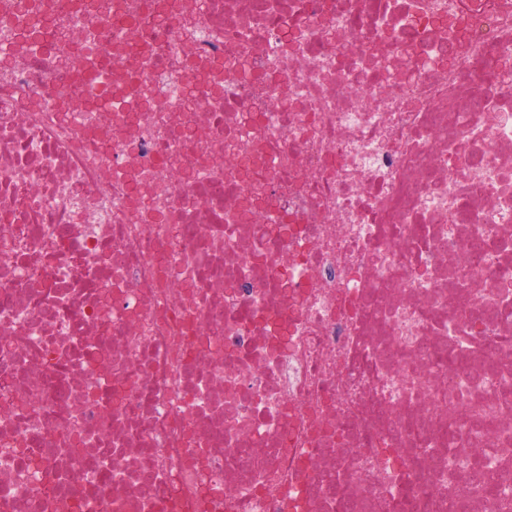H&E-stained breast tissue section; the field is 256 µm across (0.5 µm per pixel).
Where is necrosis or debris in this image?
I'll return each mask as SVG.
<instances>
[{
	"label": "necrosis or debris",
	"instance_id": "necrosis-or-debris-1",
	"mask_svg": "<svg viewBox=\"0 0 512 512\" xmlns=\"http://www.w3.org/2000/svg\"><path fill=\"white\" fill-rule=\"evenodd\" d=\"M512 0H0V512L512 505Z\"/></svg>",
	"mask_w": 512,
	"mask_h": 512
}]
</instances>
